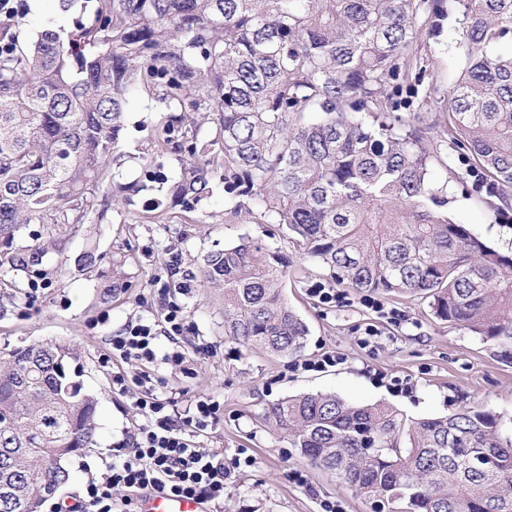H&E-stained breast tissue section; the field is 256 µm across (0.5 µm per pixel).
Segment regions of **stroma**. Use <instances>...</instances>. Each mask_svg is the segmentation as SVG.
<instances>
[{"label": "stroma", "mask_w": 512, "mask_h": 512, "mask_svg": "<svg viewBox=\"0 0 512 512\" xmlns=\"http://www.w3.org/2000/svg\"><path fill=\"white\" fill-rule=\"evenodd\" d=\"M96 0H76L71 11L60 12L51 0L39 9L25 8L12 25L20 44L33 40L43 28L70 33L77 18L89 17ZM457 14L447 10L413 50V65L424 68L418 92L446 90L461 68L454 29ZM427 130L425 144L437 183L448 186V212L454 220L499 253L512 256V205L492 211L490 188L480 172L471 170L461 151L448 141L449 115L440 108L420 112ZM163 118L161 106L147 92H134L124 113L120 165L116 179L137 182L143 189L108 208L104 217L90 215L78 230L64 231L57 249L26 271L0 269V281L21 284L20 292L0 294V351L15 346L62 340L77 353L79 380L99 400L97 443L70 461L74 480L56 500L71 499L86 481L102 470V461L127 430L143 422L127 395L112 391L111 365L102 361L111 337L127 324L160 323L163 305L158 290L171 284L170 297L187 312L183 346L200 347L192 376L168 367L150 374L163 397L185 404L208 393L224 402V420L204 437L205 447L251 455L253 464L224 491L222 512H319L324 499L340 501L344 512H379L376 499L343 486L333 475L313 468L292 448L287 437L265 419L268 404L302 393H332L354 404H384L403 421L449 414L478 406L499 416L504 430L512 429V345H503L434 315L427 299L407 295L385 297L387 307L402 311L400 324L378 318L365 307L364 293L349 291L347 303L331 307L315 302L310 285L335 287L326 266L290 242L276 224L224 220V182L216 179L208 197L192 212L171 207L168 189L184 160L183 154L153 148ZM462 182L449 181L450 173ZM248 239L279 252L288 261L282 291L288 304L308 327L300 357L319 358L332 352L341 362L322 371L293 369V360L261 350L240 348L224 334L220 297L200 286V265L208 252ZM94 249L99 261L84 272L78 260ZM179 262L168 268L169 253ZM121 261L124 286L112 303L98 301L112 282V263ZM379 335L360 347L368 327ZM403 390H396L395 382ZM302 472L306 485L293 478ZM47 501L42 512H53Z\"/></svg>", "instance_id": "obj_1"}]
</instances>
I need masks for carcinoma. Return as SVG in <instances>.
Instances as JSON below:
<instances>
[{
    "label": "carcinoma",
    "mask_w": 512,
    "mask_h": 512,
    "mask_svg": "<svg viewBox=\"0 0 512 512\" xmlns=\"http://www.w3.org/2000/svg\"><path fill=\"white\" fill-rule=\"evenodd\" d=\"M462 61L441 106L499 199L512 197V0H455ZM440 0H96L65 40L25 46L0 31V268L25 270L86 223L123 130L148 85L170 113L157 136L187 152L169 187L189 204L224 179V219L281 224L337 282L420 295L435 315L512 344V257L448 217L418 115L396 99L410 50ZM217 127L198 135V119ZM29 224L33 246H14ZM286 259L244 241L203 258L224 303V335L278 356L307 329L282 297ZM62 341L0 352V512H41L94 443L97 399ZM266 420L314 467L389 512H512V434L474 408L403 423L381 404L334 394L283 398ZM491 451L497 469L473 465Z\"/></svg>",
    "instance_id": "cac0c4a2"
}]
</instances>
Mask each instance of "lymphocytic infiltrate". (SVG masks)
Instances as JSON below:
<instances>
[{"label":"lymphocytic infiltrate","instance_id":"obj_1","mask_svg":"<svg viewBox=\"0 0 512 512\" xmlns=\"http://www.w3.org/2000/svg\"><path fill=\"white\" fill-rule=\"evenodd\" d=\"M187 319L184 308L169 303L164 327L156 329L144 321L128 324L112 336L104 361L121 360L126 371L115 372L112 388L132 394L133 406L143 424L112 454L99 476L91 478L81 496L67 512H127L133 496L150 490L171 496L220 503L226 486L235 482L251 458L225 460L222 453L202 446L200 438L224 420V404L212 395H201L185 408L160 397L147 371L148 366L166 364L189 372L193 358L179 345ZM166 336L172 351L159 353L156 341Z\"/></svg>","mask_w":512,"mask_h":512}]
</instances>
